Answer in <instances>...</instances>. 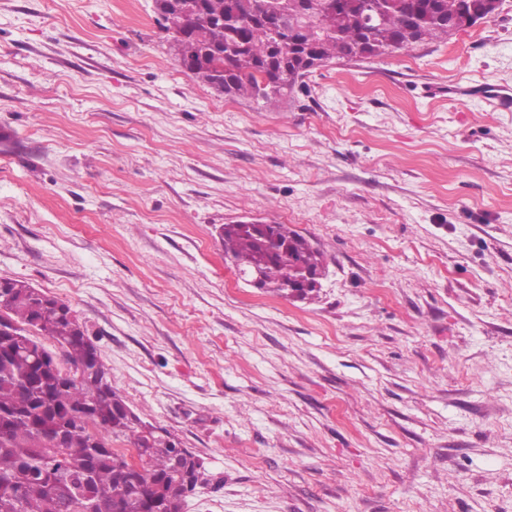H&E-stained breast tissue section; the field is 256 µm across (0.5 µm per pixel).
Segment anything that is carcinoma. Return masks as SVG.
Listing matches in <instances>:
<instances>
[{
    "instance_id": "1",
    "label": "carcinoma",
    "mask_w": 512,
    "mask_h": 512,
    "mask_svg": "<svg viewBox=\"0 0 512 512\" xmlns=\"http://www.w3.org/2000/svg\"><path fill=\"white\" fill-rule=\"evenodd\" d=\"M479 0H380L381 19L364 21L368 0H259L263 16L286 33L274 40L250 14L253 0H202L204 17L162 15L180 64L214 83L224 65V94L268 103L291 91L308 71L297 49L328 63L360 61L451 37L448 21ZM224 257L239 273L260 274V287L288 295L305 275L323 271V255L286 224H224ZM0 292V512H182L194 465L162 428L145 430L89 352L87 328L64 301L14 279ZM63 350L60 369L40 341ZM128 443L126 456L112 443Z\"/></svg>"
}]
</instances>
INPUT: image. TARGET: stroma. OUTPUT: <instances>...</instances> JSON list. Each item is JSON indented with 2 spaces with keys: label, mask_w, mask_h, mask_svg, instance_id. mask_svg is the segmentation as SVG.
I'll list each match as a JSON object with an SVG mask.
<instances>
[{
  "label": "stroma",
  "mask_w": 512,
  "mask_h": 512,
  "mask_svg": "<svg viewBox=\"0 0 512 512\" xmlns=\"http://www.w3.org/2000/svg\"><path fill=\"white\" fill-rule=\"evenodd\" d=\"M274 104L180 65L152 0H0V276L67 302L183 512H512V0ZM324 253L306 298L216 230ZM448 94H460L467 96L478 95L495 101L496 105L501 109L509 110L511 107L510 96L507 94H501L486 84L449 88ZM239 223L222 225L219 238L224 257L230 259L240 274L245 277L260 274L248 281L252 286L258 288L260 279V288L285 296L288 287L300 281L293 288H310L300 296L317 288L318 276L308 274H322L323 255L307 238L285 224Z\"/></svg>",
  "instance_id": "obj_1"
}]
</instances>
